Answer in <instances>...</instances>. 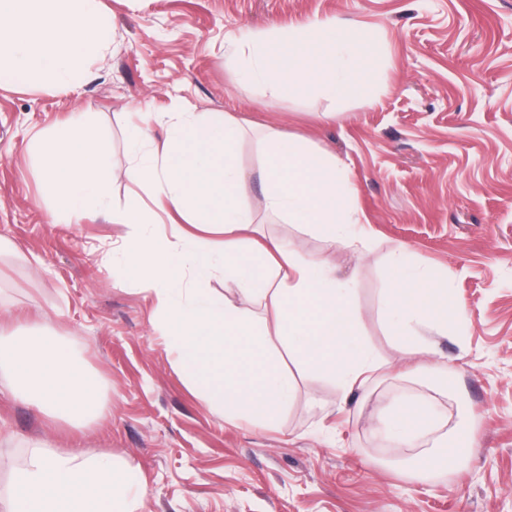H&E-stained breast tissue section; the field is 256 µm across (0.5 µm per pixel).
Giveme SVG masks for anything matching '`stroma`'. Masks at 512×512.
I'll list each match as a JSON object with an SVG mask.
<instances>
[{
  "label": "stroma",
  "instance_id": "stroma-1",
  "mask_svg": "<svg viewBox=\"0 0 512 512\" xmlns=\"http://www.w3.org/2000/svg\"><path fill=\"white\" fill-rule=\"evenodd\" d=\"M112 44L71 89L0 87V331L46 330L100 381L99 417L54 419L0 387V486L29 442L111 454L139 467L136 512H512V0H104ZM338 19L373 68L333 104L313 87L263 91L240 83L224 37ZM233 115L246 128L237 164L268 236L306 254L316 233L267 217L256 169L260 128L274 124L336 153L362 214L366 250L329 252L353 277L361 341L378 377L342 394L300 368L278 427L231 424L173 365L155 295L119 282L112 250L128 228L111 215L53 222L33 133L73 115L109 148L112 202L137 187L123 176L140 114ZM433 275L466 321L434 336L445 370L424 376L382 311L397 245ZM432 399L466 415L465 460L429 477L411 449L374 439L370 418L392 395Z\"/></svg>",
  "mask_w": 512,
  "mask_h": 512
}]
</instances>
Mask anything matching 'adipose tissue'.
Masks as SVG:
<instances>
[{
	"mask_svg": "<svg viewBox=\"0 0 512 512\" xmlns=\"http://www.w3.org/2000/svg\"><path fill=\"white\" fill-rule=\"evenodd\" d=\"M111 42L102 0H0V81L73 87ZM227 44L241 81L273 89L310 84L333 101L351 93L368 64L330 18L262 37L231 32ZM243 133L233 118L185 113L170 121L157 150L151 120L143 118L130 132L124 177L150 188L155 204L128 196L112 219L130 228L121 273L154 292L158 328L177 352L178 370L225 420L273 426L294 391L286 361L335 380L346 393L382 365L356 343L362 317L354 281L337 280L328 256L304 255L258 230L245 203L247 175L235 162ZM32 143L53 217L108 206V148L85 122L38 131ZM261 143L257 175L266 214L321 232L330 248L364 249L360 213L346 202L348 173L335 155L273 125L263 128ZM160 210L186 217L195 233L168 232ZM388 267L397 273L382 300L390 333L404 354H432L431 332L448 329L447 292L406 248L393 251ZM219 272L236 283L238 298L208 293ZM7 343L0 385L24 387L35 406L54 416L79 421L100 412L96 376L63 343L39 335ZM371 430L407 446L424 439L416 463L425 472L455 461L462 442L472 439L469 429L445 428L430 404L416 400L392 401ZM134 488L145 490L146 482L129 463L55 451L39 440L0 495V512H135Z\"/></svg>",
	"mask_w": 512,
	"mask_h": 512,
	"instance_id": "obj_1",
	"label": "adipose tissue"
}]
</instances>
